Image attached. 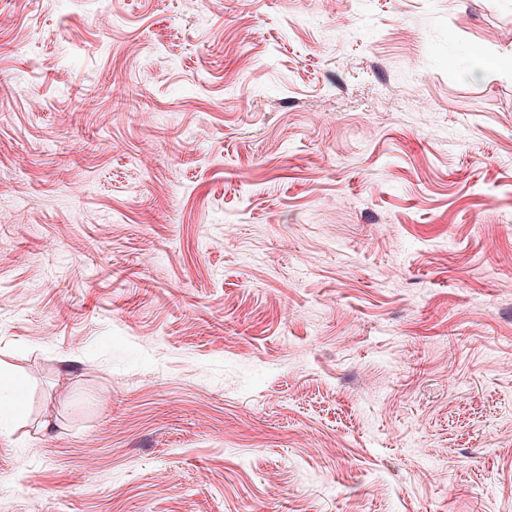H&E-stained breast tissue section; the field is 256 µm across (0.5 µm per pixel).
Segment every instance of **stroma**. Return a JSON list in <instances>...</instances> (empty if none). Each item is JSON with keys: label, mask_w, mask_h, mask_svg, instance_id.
Returning a JSON list of instances; mask_svg holds the SVG:
<instances>
[{"label": "stroma", "mask_w": 512, "mask_h": 512, "mask_svg": "<svg viewBox=\"0 0 512 512\" xmlns=\"http://www.w3.org/2000/svg\"><path fill=\"white\" fill-rule=\"evenodd\" d=\"M0 366V512H512V0H0ZM22 381L11 371L0 368V433L11 427L24 412Z\"/></svg>", "instance_id": "35a3bbf8"}]
</instances>
